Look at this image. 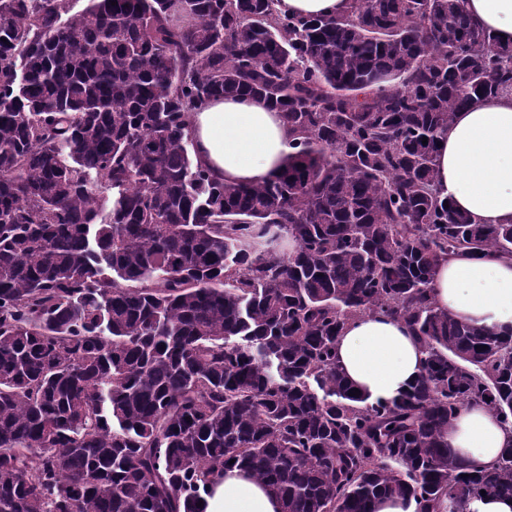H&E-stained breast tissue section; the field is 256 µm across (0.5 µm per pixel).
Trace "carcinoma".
I'll return each mask as SVG.
<instances>
[{"label": "carcinoma", "mask_w": 512, "mask_h": 512, "mask_svg": "<svg viewBox=\"0 0 512 512\" xmlns=\"http://www.w3.org/2000/svg\"><path fill=\"white\" fill-rule=\"evenodd\" d=\"M0 0V512H203L229 461L281 512H472L443 434L512 424V331L436 306L438 265L512 256L435 191L454 113L512 95V46L463 0ZM265 99L292 133L255 185L197 160L190 113ZM427 143H422V139ZM404 322L420 377L349 395L352 319ZM278 9L299 16L342 15L349 9V0H279Z\"/></svg>", "instance_id": "cac0c4a2"}]
</instances>
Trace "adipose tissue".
Wrapping results in <instances>:
<instances>
[{
    "label": "adipose tissue",
    "mask_w": 512,
    "mask_h": 512,
    "mask_svg": "<svg viewBox=\"0 0 512 512\" xmlns=\"http://www.w3.org/2000/svg\"><path fill=\"white\" fill-rule=\"evenodd\" d=\"M470 16L500 43L512 44V0H464ZM196 153L215 178L254 184L274 175L290 147L278 112L257 98H216L190 117ZM441 197L477 224L512 223V96L481 99L455 113L436 145ZM432 298L459 320L494 331L512 326V258L461 251L440 262ZM423 347L403 323L382 315L350 322L336 362L369 402H390L423 370ZM444 440L470 471L493 466L512 446V427L480 404L465 407ZM279 500L239 468L206 497L204 512H280Z\"/></svg>",
    "instance_id": "obj_1"
}]
</instances>
